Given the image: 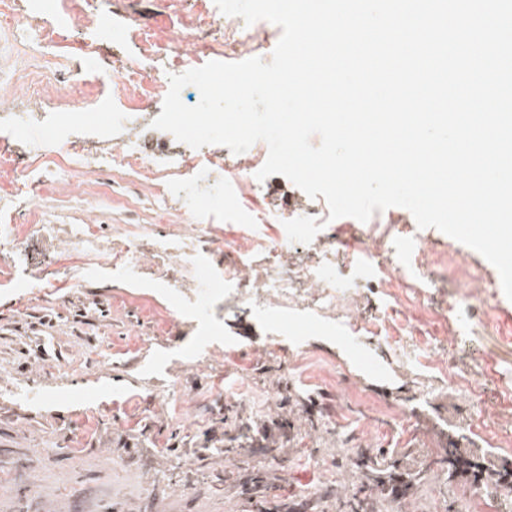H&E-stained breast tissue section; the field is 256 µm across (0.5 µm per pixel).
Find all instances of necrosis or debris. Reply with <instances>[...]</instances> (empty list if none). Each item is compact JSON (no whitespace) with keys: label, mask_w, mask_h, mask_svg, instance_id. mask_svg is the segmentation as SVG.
Listing matches in <instances>:
<instances>
[{"label":"necrosis or debris","mask_w":512,"mask_h":512,"mask_svg":"<svg viewBox=\"0 0 512 512\" xmlns=\"http://www.w3.org/2000/svg\"><path fill=\"white\" fill-rule=\"evenodd\" d=\"M159 7L164 21L151 24L119 11L114 0H0V32L36 31L45 49L74 41L81 55L98 60L91 69L75 61L55 72L34 67L21 77L12 70L5 74L9 82L21 79L27 103L0 104V174L8 178L0 191V272L13 287H38L45 298L53 294L56 280H35L32 269L13 262L35 236L61 245L63 274L76 287L104 280L150 282L167 296L166 318L176 327L200 323L202 313L229 301L275 320L298 310L323 326L335 324L343 304L360 302L345 265L336 262L335 238L317 236L301 247L287 236L271 240L259 233L262 225L292 217L260 203L272 185L255 177L267 159L263 142L236 154L221 145L194 149L164 135L146 149L137 137L139 127L160 115L169 75L200 64L197 48L229 60L258 53L267 22L245 25L206 0H160ZM62 86L83 95H60ZM107 92L111 112L101 122L85 123L83 110ZM19 136L38 137L40 155L61 156L57 167L45 170L43 186L79 185L89 170L129 178L158 199L155 223H27L26 198L33 187L9 145ZM232 195L246 205L235 214L237 229L228 237L223 225L205 221L201 205L221 206ZM360 239L375 287L391 302L412 306L415 316L403 323L362 313L345 317L343 343L353 351L371 344L397 349L406 340L435 349L434 326L443 317L435 292L448 274H467L466 263L453 253H426L406 225L376 216ZM399 252L405 264H396Z\"/></svg>","instance_id":"obj_1"}]
</instances>
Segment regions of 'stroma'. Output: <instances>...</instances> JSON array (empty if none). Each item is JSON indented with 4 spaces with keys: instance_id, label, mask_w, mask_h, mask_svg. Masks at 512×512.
<instances>
[{
    "instance_id": "obj_1",
    "label": "stroma",
    "mask_w": 512,
    "mask_h": 512,
    "mask_svg": "<svg viewBox=\"0 0 512 512\" xmlns=\"http://www.w3.org/2000/svg\"><path fill=\"white\" fill-rule=\"evenodd\" d=\"M103 187L89 175L84 192L34 194L36 224H150L156 204L146 194ZM412 225L434 251L462 255L472 275L490 285L493 306L470 320L457 316L467 286L448 282L449 317L459 360L489 387L478 406L429 372L412 353L380 348L356 354L323 331H305L300 347L272 344L266 318L229 308L210 340L163 327L139 303L142 289L108 283L76 289L62 283L58 303L34 300L25 288H0V512H336L327 485L355 494L346 468L329 472L316 458L336 456L329 419L347 409L363 447L396 454L414 471L430 451L459 444L487 469L512 459L490 429L512 428V301L497 269L438 229L415 227L412 213L389 210ZM27 318H18L20 306ZM349 377L345 390L340 377ZM237 382L238 407L225 413L224 384ZM406 410L405 420L387 408ZM490 485L465 475L452 485H424L403 499L406 512H474L473 490Z\"/></svg>"
}]
</instances>
